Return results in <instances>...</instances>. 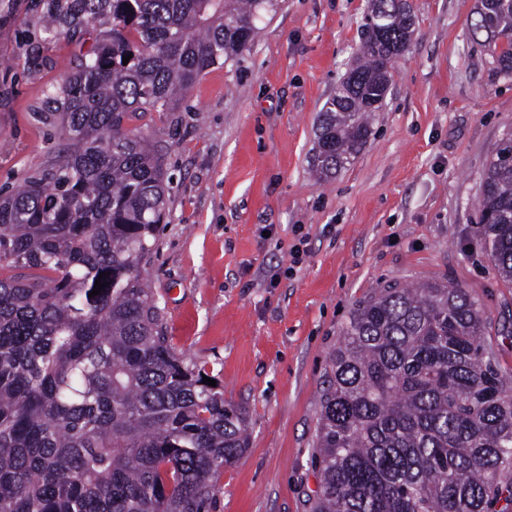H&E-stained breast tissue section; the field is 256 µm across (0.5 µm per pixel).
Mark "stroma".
<instances>
[{
	"label": "stroma",
	"mask_w": 512,
	"mask_h": 512,
	"mask_svg": "<svg viewBox=\"0 0 512 512\" xmlns=\"http://www.w3.org/2000/svg\"><path fill=\"white\" fill-rule=\"evenodd\" d=\"M412 42L363 150L311 166L314 130L355 59L369 0H278L250 47L206 70L159 140L166 216L144 276L167 334L246 416L249 445L218 480L216 512H311L319 395L341 327L377 289L461 285L483 343L512 374V283L476 234L487 163L512 142V75L476 44L477 0H409ZM35 0H0V193L62 155L39 120L86 48L40 31ZM307 236L290 265L297 233Z\"/></svg>",
	"instance_id": "stroma-1"
}]
</instances>
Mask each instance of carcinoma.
<instances>
[{
	"mask_svg": "<svg viewBox=\"0 0 512 512\" xmlns=\"http://www.w3.org/2000/svg\"><path fill=\"white\" fill-rule=\"evenodd\" d=\"M40 2L51 38L110 31L48 94L43 118L68 152L0 195V268L38 270L0 278V512H214L249 436L241 409L175 351L141 275L167 186L158 142L129 124L172 111L246 50L276 0ZM390 2L371 0L321 113V178L367 144L410 45V6ZM471 31L511 75L512 0H479ZM479 213L512 283L511 142L486 165ZM485 323L444 282L381 288L354 309L321 394L313 512H512V376L481 343Z\"/></svg>",
	"mask_w": 512,
	"mask_h": 512,
	"instance_id": "obj_1",
	"label": "carcinoma"
}]
</instances>
